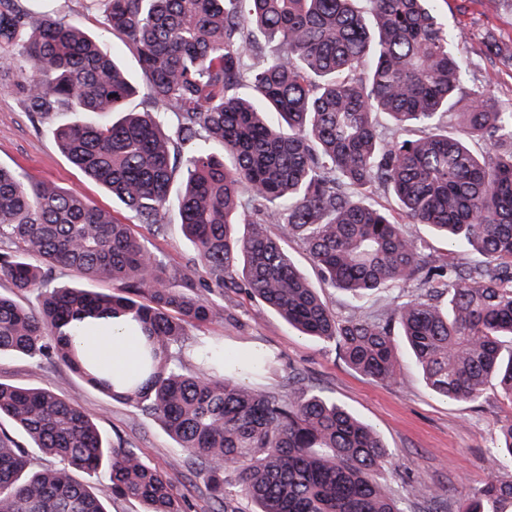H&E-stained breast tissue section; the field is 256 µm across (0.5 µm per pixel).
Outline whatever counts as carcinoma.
I'll return each mask as SVG.
<instances>
[{
	"instance_id": "cac0c4a2",
	"label": "carcinoma",
	"mask_w": 512,
	"mask_h": 512,
	"mask_svg": "<svg viewBox=\"0 0 512 512\" xmlns=\"http://www.w3.org/2000/svg\"><path fill=\"white\" fill-rule=\"evenodd\" d=\"M132 50L138 86L79 25L45 17L26 0H0V66L9 88L40 116L76 112L55 129L60 150L106 187L140 226L162 223L176 171L181 224L194 274L219 298L239 289L301 335L331 342L372 380L400 373L402 339L437 395L477 402L489 383L512 402V109L468 94L442 0H92ZM486 54L512 66V48L484 38ZM141 98L144 107L126 111ZM114 112L123 118L103 122ZM175 120L165 126L162 115ZM387 115L394 136L378 130ZM459 120L462 136L450 135ZM486 148L479 155L469 145ZM218 144L225 159L213 150ZM383 195L387 208L369 201ZM279 226V234L265 225ZM424 224L463 261L438 259L408 234ZM302 247L318 282L295 266L284 242ZM64 266L106 278L116 291L48 287ZM0 356L61 362L112 400L158 419L188 467L225 512L224 472L255 512H404L378 478L389 453L377 430L344 405L288 375V393L236 383L278 359L229 357L200 345L206 371L182 358L188 329L223 307L166 274L134 225L83 194L0 167ZM353 303L391 296L376 314L339 317L318 287ZM39 293L35 307L17 296ZM101 320L139 336L137 370L115 377L75 336ZM58 460L37 469L0 429V512H109L128 499L142 512H191L190 489L133 448L110 444L79 407L42 386L0 382V421ZM512 461V419L490 461ZM426 512L448 490L425 488ZM460 512H512V479L490 476Z\"/></svg>"
}]
</instances>
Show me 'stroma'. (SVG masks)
I'll list each match as a JSON object with an SVG mask.
<instances>
[{
    "mask_svg": "<svg viewBox=\"0 0 512 512\" xmlns=\"http://www.w3.org/2000/svg\"><path fill=\"white\" fill-rule=\"evenodd\" d=\"M458 4L459 0H448L443 9L449 23L467 33L457 48L469 65L468 89L491 86L497 107H512V67L490 61L482 44L488 33L512 41V0H476L465 13ZM34 10L36 18L73 22L105 45L116 43L91 0H39ZM13 79L11 71L0 70V165L81 192L115 218L129 219L124 206L86 178L59 149L54 129L75 121V113L31 117L7 88ZM147 240L168 274L179 279L191 276L193 248L183 234L177 206L168 207L163 229L148 234ZM223 306L222 318L190 328L183 350L187 367L196 366L198 343L211 339L223 341L225 353L231 356L255 352L278 356L279 368L265 378L252 379V386L284 391L289 371L295 370L313 389L373 424L392 453L380 478L391 486L405 512H422L424 487L447 489L443 512H458L460 500L490 476L488 451L499 425L512 418V403L500 396L496 386H489L479 402H451L435 395L409 361L398 382L380 383L350 369L337 356L334 344L301 336L257 299L228 291ZM0 382L49 388L90 414L112 444L136 448L146 462L170 476L176 488L187 485L185 457L159 421L112 400L67 366L7 355L0 357Z\"/></svg>",
    "mask_w": 512,
    "mask_h": 512,
    "instance_id": "35a3bbf8",
    "label": "stroma"
}]
</instances>
